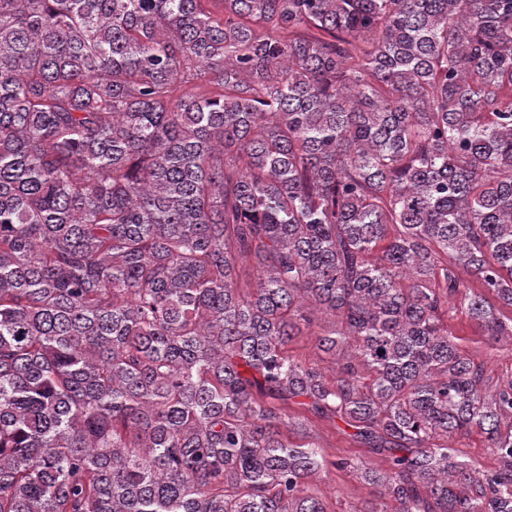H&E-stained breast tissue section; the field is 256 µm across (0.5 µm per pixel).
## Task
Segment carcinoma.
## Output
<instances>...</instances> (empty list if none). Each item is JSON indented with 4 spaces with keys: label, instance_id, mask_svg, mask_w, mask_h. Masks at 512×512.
<instances>
[{
    "label": "carcinoma",
    "instance_id": "cac0c4a2",
    "mask_svg": "<svg viewBox=\"0 0 512 512\" xmlns=\"http://www.w3.org/2000/svg\"><path fill=\"white\" fill-rule=\"evenodd\" d=\"M459 313L512 337V0H0V512H512ZM290 348H292L290 349V354L294 355L303 363H319L326 368L327 374L332 373L331 367L328 368V363L320 361L321 352L316 348L315 336H299ZM311 425H308L309 430L319 437V442L322 446V452L329 459L336 460L340 457H350L355 461H364L376 468H384L385 464L380 456L369 453L366 448H358L352 442L347 440V437L340 434L338 430L325 427L316 419H311ZM464 444L459 449L462 451V459L468 462L470 467L485 470L492 465V455L481 435L472 434L469 439L464 440ZM317 485L328 496L330 505L336 512L349 510L352 505L361 506L373 494V489L361 484L353 472H342L333 468L321 472Z\"/></svg>",
    "mask_w": 512,
    "mask_h": 512
}]
</instances>
